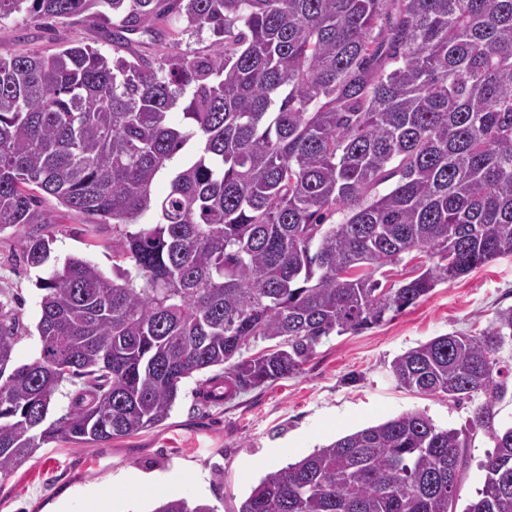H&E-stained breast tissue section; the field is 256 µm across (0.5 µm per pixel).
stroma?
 Here are the masks:
<instances>
[{
  "label": "stroma",
  "mask_w": 512,
  "mask_h": 512,
  "mask_svg": "<svg viewBox=\"0 0 512 512\" xmlns=\"http://www.w3.org/2000/svg\"><path fill=\"white\" fill-rule=\"evenodd\" d=\"M74 42L113 52L107 28L84 19L36 20L23 13L0 19V47L16 54L52 53ZM41 207L53 221L51 263L79 256L111 273V225L87 223L47 195ZM21 240L16 229L0 231V302L18 314L24 329L13 352L18 365L39 353L37 282L48 273L22 261ZM511 305L512 256H506L438 285L417 305L379 326L329 336L297 374L223 404L196 403L195 383L187 381L160 426L101 444L53 443L39 449L0 480V512H94L99 499L107 501L110 512H153L161 495L133 501L120 489L118 478L128 470L149 478L190 476L179 496L206 503L215 512H237L272 467L298 461L345 434L414 411L425 413L437 426L462 428L474 402L404 389L390 364L435 337L478 333L496 309ZM492 446L484 432L470 436L468 465L457 489L459 512L482 487L481 464ZM275 448L281 454L268 463Z\"/></svg>",
  "instance_id": "stroma-1"
}]
</instances>
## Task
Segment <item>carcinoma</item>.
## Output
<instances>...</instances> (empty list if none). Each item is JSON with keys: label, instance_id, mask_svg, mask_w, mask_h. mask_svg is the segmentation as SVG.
<instances>
[{"label": "carcinoma", "instance_id": "obj_1", "mask_svg": "<svg viewBox=\"0 0 512 512\" xmlns=\"http://www.w3.org/2000/svg\"><path fill=\"white\" fill-rule=\"evenodd\" d=\"M157 2L0 0V19L110 21L118 41L216 36L160 59L0 49V231L51 223L43 194L112 225V276L69 257L41 281L32 362L11 365L22 325L0 306V479L45 445L162 424L189 379L218 405L294 375L323 339L512 256V0ZM50 241L25 235L23 261L45 265ZM415 251L434 262L382 287ZM508 349L512 306L391 362L411 391L484 397L468 430L494 450L464 512H512V426L495 427ZM466 447L403 414L267 473L238 512H455ZM152 512L214 510L181 497Z\"/></svg>", "mask_w": 512, "mask_h": 512}]
</instances>
